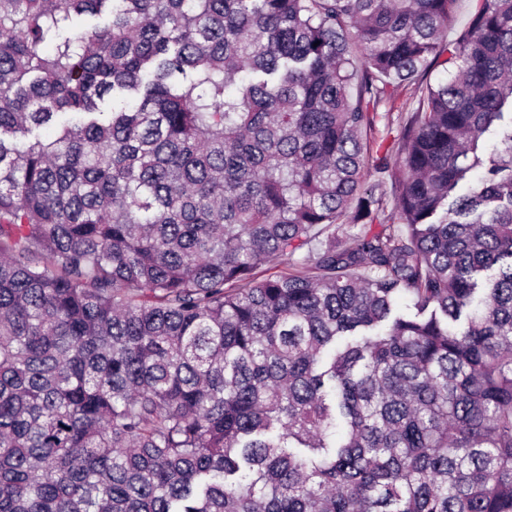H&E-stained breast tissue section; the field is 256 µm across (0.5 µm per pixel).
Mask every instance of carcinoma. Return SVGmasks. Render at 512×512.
Returning <instances> with one entry per match:
<instances>
[{
	"label": "carcinoma",
	"instance_id": "cac0c4a2",
	"mask_svg": "<svg viewBox=\"0 0 512 512\" xmlns=\"http://www.w3.org/2000/svg\"><path fill=\"white\" fill-rule=\"evenodd\" d=\"M454 2L0 0V512H512V0ZM473 3L472 0H457L454 6L453 20L448 28V39L456 38L461 31L467 28ZM441 78H445V75L440 69L429 72L425 76L420 73L411 82H406L399 86L390 100L380 103L377 112L383 117L378 123V128L381 133L384 130V124L387 123V117H389L390 121L393 123L391 138H388L384 142V145L390 148L394 145L393 136L397 135L399 125H402V122H405L407 119L408 113L413 112L418 106V99L420 97L419 88L425 86L426 83L434 84Z\"/></svg>",
	"mask_w": 512,
	"mask_h": 512
}]
</instances>
